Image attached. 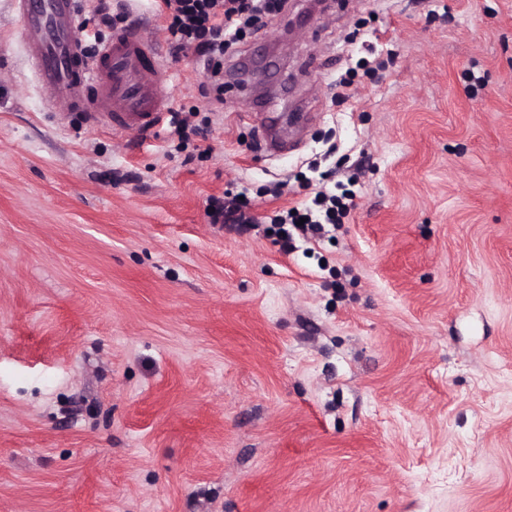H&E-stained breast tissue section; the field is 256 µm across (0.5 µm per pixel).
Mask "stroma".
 Returning a JSON list of instances; mask_svg holds the SVG:
<instances>
[{
	"label": "stroma",
	"mask_w": 512,
	"mask_h": 512,
	"mask_svg": "<svg viewBox=\"0 0 512 512\" xmlns=\"http://www.w3.org/2000/svg\"><path fill=\"white\" fill-rule=\"evenodd\" d=\"M4 3L0 512H512V0H287L181 137L45 111ZM247 207L248 202L241 200L240 196L211 198L208 212L214 224H250V220L245 217Z\"/></svg>",
	"instance_id": "stroma-1"
}]
</instances>
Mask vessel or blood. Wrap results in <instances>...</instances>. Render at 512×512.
Returning a JSON list of instances; mask_svg holds the SVG:
<instances>
[{"mask_svg":"<svg viewBox=\"0 0 512 512\" xmlns=\"http://www.w3.org/2000/svg\"><path fill=\"white\" fill-rule=\"evenodd\" d=\"M28 63L38 84L61 92L52 112H82L93 122L144 135L171 104L162 51L143 29H113L86 55L78 0H13Z\"/></svg>","mask_w":512,"mask_h":512,"instance_id":"1","label":"vessel or blood"}]
</instances>
